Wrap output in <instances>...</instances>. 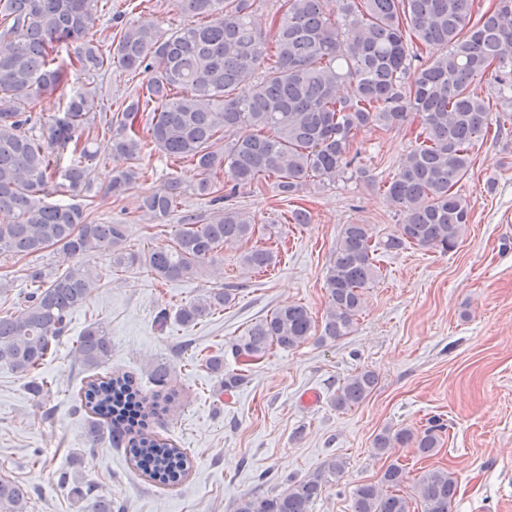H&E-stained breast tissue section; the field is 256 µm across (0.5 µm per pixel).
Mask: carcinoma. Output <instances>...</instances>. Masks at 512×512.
I'll return each instance as SVG.
<instances>
[{"label": "carcinoma", "instance_id": "carcinoma-1", "mask_svg": "<svg viewBox=\"0 0 512 512\" xmlns=\"http://www.w3.org/2000/svg\"><path fill=\"white\" fill-rule=\"evenodd\" d=\"M98 2L0 0V213L11 218L0 224V256L35 258L56 247L71 261L53 277L35 264L24 269L25 279L39 287L21 311H0V366L27 377L42 365L100 281L82 262L92 252L163 280L198 278L224 249L274 235V225L228 205L206 222L185 219L168 249L126 248L125 225L98 222L78 202L90 191L84 160L102 130L112 132L113 151L128 161L113 172L108 192L128 190L152 148L191 163L198 172L195 192L216 202L267 180L290 200L312 182L365 177L368 170L352 149L357 132L416 123L414 144L382 184L401 224L385 236L371 224L345 225L326 266L324 316L283 304L229 343L237 359L350 335L364 309V289L379 275L378 251L412 244L444 254L458 246L472 211L459 186L475 147L492 132H512V0H495L483 13L476 0H276L269 39L253 19L261 0H174L190 21L169 33L160 32L149 4L136 0H128L139 10L135 21L117 33L107 25L97 29ZM62 44L85 75L114 66L149 78L113 112H97L96 91L83 88L69 97L63 116L43 121L30 104L65 85L57 63ZM344 81L355 86L349 98L336 95ZM37 124L46 133L42 139L32 134ZM70 144L77 159L63 168L53 146ZM57 188L72 203L44 201ZM181 192L176 178L169 194L141 199L139 210L162 219ZM276 260L263 245L238 256L245 273L264 272ZM235 291L233 285L212 288L175 318L189 327L231 304ZM111 352L112 337L94 322L78 340L76 359L95 372ZM378 381L371 369L355 372L337 389L334 405L363 404ZM177 404L174 390L148 400L131 375L95 374L80 393V408L92 415L89 435L109 425L111 445L129 449L149 478L169 485L187 476L190 458L148 423ZM444 429L433 417L420 430L375 435L371 454L388 464L378 481L357 487L352 512H452L454 473L432 466L408 490L406 468L396 458L400 448L436 455ZM344 471L345 462L330 457L280 494L241 496L234 512H310ZM82 497L84 512H112V500L94 488ZM29 499L28 488L0 477V512H28Z\"/></svg>", "mask_w": 512, "mask_h": 512}]
</instances>
